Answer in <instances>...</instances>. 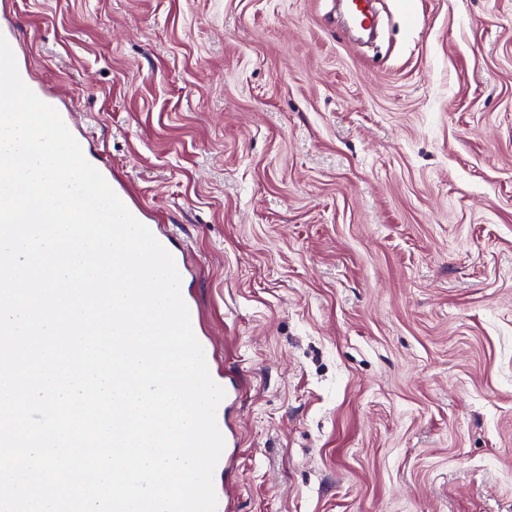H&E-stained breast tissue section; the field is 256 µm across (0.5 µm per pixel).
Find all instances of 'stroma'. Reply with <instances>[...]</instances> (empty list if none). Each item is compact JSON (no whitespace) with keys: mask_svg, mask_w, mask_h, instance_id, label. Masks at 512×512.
<instances>
[{"mask_svg":"<svg viewBox=\"0 0 512 512\" xmlns=\"http://www.w3.org/2000/svg\"><path fill=\"white\" fill-rule=\"evenodd\" d=\"M331 6L14 13L199 270L242 512H512V0H387L378 55Z\"/></svg>","mask_w":512,"mask_h":512,"instance_id":"stroma-1","label":"stroma"}]
</instances>
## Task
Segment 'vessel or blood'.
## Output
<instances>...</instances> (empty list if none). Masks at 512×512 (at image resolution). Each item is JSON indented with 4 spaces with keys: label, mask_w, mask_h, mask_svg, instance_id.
Segmentation results:
<instances>
[{
    "label": "vessel or blood",
    "mask_w": 512,
    "mask_h": 512,
    "mask_svg": "<svg viewBox=\"0 0 512 512\" xmlns=\"http://www.w3.org/2000/svg\"><path fill=\"white\" fill-rule=\"evenodd\" d=\"M19 74L23 82L41 100L58 111L64 124L77 140L82 152H89L90 141L83 131V121L79 117L67 90L59 86H45L27 68H20ZM97 169L128 210L149 228L160 244L171 252L181 276L182 284H189L196 274V268L188 259L185 251L175 246V235L171 228L160 224L150 208L140 202L135 189L129 182L118 179L113 175L112 167L106 158H99ZM183 299L190 304L189 313L192 329L203 348L205 359L207 363H215V347L206 335L197 306L191 303V294H184ZM212 378L225 391V397L216 414L217 425L225 441L224 450L213 477L217 497V512H241L240 488L243 482V473L240 465L241 430L238 410L245 394V385L234 372L228 369L215 371Z\"/></svg>",
    "instance_id": "vessel-or-blood-1"
}]
</instances>
